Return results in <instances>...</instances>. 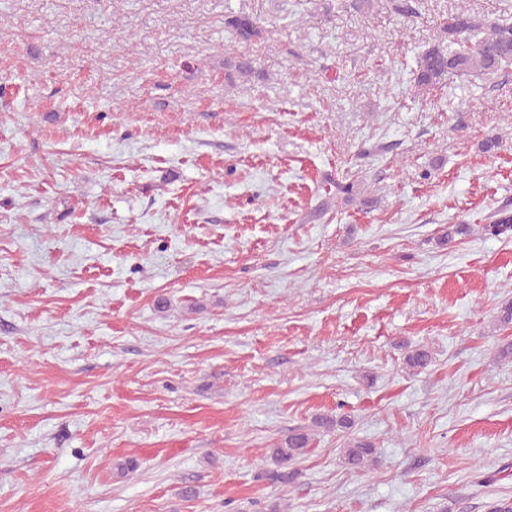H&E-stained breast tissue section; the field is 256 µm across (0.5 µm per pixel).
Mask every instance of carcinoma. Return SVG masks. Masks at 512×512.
<instances>
[{
    "mask_svg": "<svg viewBox=\"0 0 512 512\" xmlns=\"http://www.w3.org/2000/svg\"><path fill=\"white\" fill-rule=\"evenodd\" d=\"M241 43H250L264 34L258 19L240 14L227 21ZM444 39L422 51L412 71L415 88L421 92L458 78L507 73L512 69V17L483 21L468 8V0H460L458 8L439 24ZM225 77L258 78L261 72L247 55L235 54L224 58ZM481 232L489 237H512V207L503 205L481 225ZM405 366L412 372H422L432 363L430 351L418 347L408 351ZM311 435L294 430L285 439L268 449L274 468L264 472V478L288 485L296 480V465L307 454ZM372 444L352 440L341 449L344 462L352 469L366 468L374 463Z\"/></svg>",
    "mask_w": 512,
    "mask_h": 512,
    "instance_id": "obj_1",
    "label": "carcinoma"
}]
</instances>
